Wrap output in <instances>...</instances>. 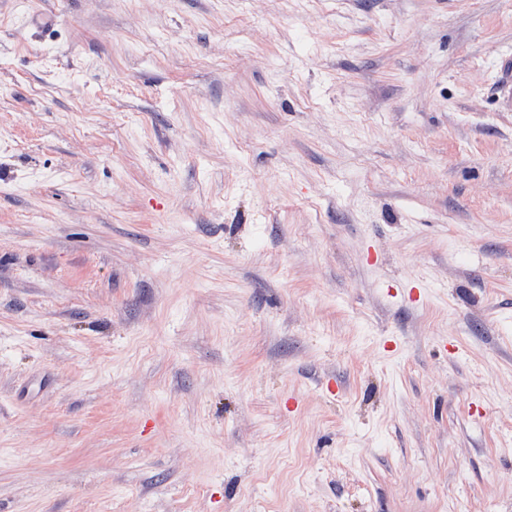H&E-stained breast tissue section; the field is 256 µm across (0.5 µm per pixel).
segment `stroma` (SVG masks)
Wrapping results in <instances>:
<instances>
[{"label": "stroma", "instance_id": "stroma-1", "mask_svg": "<svg viewBox=\"0 0 512 512\" xmlns=\"http://www.w3.org/2000/svg\"><path fill=\"white\" fill-rule=\"evenodd\" d=\"M512 0H0V512H512Z\"/></svg>", "mask_w": 512, "mask_h": 512}]
</instances>
